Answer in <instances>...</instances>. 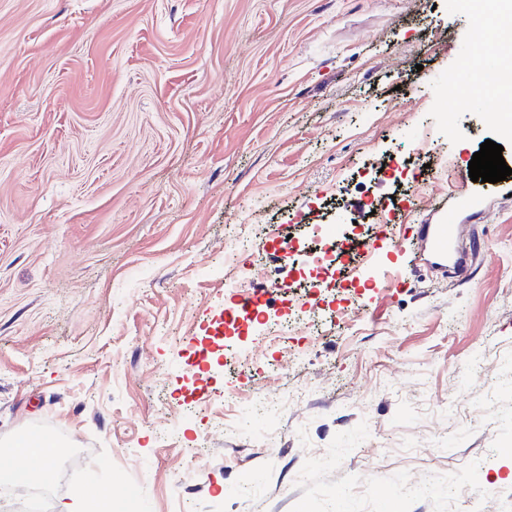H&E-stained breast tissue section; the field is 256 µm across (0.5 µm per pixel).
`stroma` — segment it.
<instances>
[{"instance_id":"35a3bbf8","label":"stroma","mask_w":512,"mask_h":512,"mask_svg":"<svg viewBox=\"0 0 512 512\" xmlns=\"http://www.w3.org/2000/svg\"><path fill=\"white\" fill-rule=\"evenodd\" d=\"M488 35L465 0H0V456L59 444L5 512H470L454 475L512 512V198L463 278L414 203L495 136L444 83ZM326 224L335 282L225 326Z\"/></svg>"}]
</instances>
